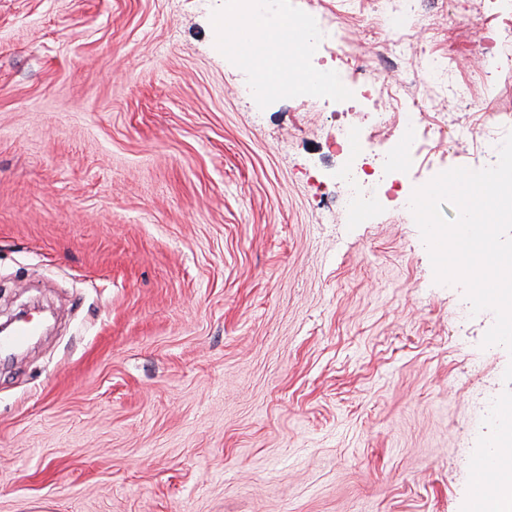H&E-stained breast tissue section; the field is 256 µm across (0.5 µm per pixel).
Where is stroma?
<instances>
[{"label":"stroma","instance_id":"1","mask_svg":"<svg viewBox=\"0 0 512 512\" xmlns=\"http://www.w3.org/2000/svg\"><path fill=\"white\" fill-rule=\"evenodd\" d=\"M493 0L415 6L411 103L469 126L401 186L470 166L484 107L512 113ZM375 0H323L353 77L393 85ZM224 0H0V321L43 336L0 363V512H469L471 462L512 394L436 283L411 212L355 223L331 141L365 151L386 96L254 94ZM459 98L421 67L444 57Z\"/></svg>","mask_w":512,"mask_h":512}]
</instances>
